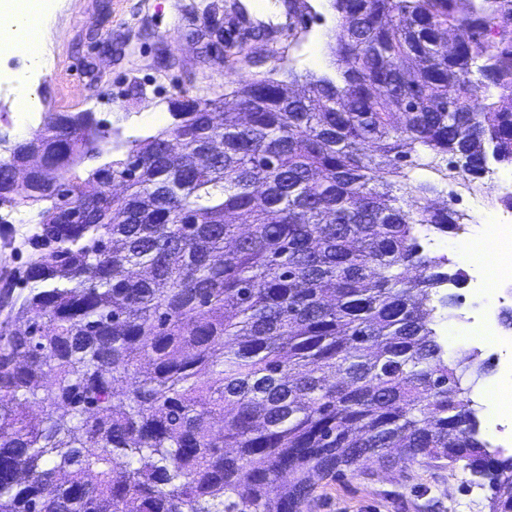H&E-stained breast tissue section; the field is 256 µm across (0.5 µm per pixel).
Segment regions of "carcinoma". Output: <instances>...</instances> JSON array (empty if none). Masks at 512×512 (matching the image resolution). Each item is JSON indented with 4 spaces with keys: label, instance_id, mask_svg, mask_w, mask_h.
I'll use <instances>...</instances> for the list:
<instances>
[{
    "label": "carcinoma",
    "instance_id": "carcinoma-1",
    "mask_svg": "<svg viewBox=\"0 0 512 512\" xmlns=\"http://www.w3.org/2000/svg\"><path fill=\"white\" fill-rule=\"evenodd\" d=\"M334 5L340 81H253L236 112L185 98L92 191L75 173L104 135L89 112L4 148L0 207L49 206L28 294L0 302L24 324L0 330V512H301L310 472L393 448L512 512V454L471 399L490 362L434 329L466 273L418 240L460 219L432 177L512 164V49L452 0ZM33 143L70 174L62 198L8 180Z\"/></svg>",
    "mask_w": 512,
    "mask_h": 512
}]
</instances>
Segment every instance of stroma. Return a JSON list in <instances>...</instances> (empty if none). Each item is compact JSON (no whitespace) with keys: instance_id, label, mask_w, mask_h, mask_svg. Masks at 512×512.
I'll list each match as a JSON object with an SVG mask.
<instances>
[{"instance_id":"stroma-1","label":"stroma","mask_w":512,"mask_h":512,"mask_svg":"<svg viewBox=\"0 0 512 512\" xmlns=\"http://www.w3.org/2000/svg\"><path fill=\"white\" fill-rule=\"evenodd\" d=\"M298 25L260 19L255 30H234L243 0H55L45 15L40 62L24 67L0 55V136L24 139L16 114L35 98L45 112L92 113L108 132L100 152L76 168L80 176L124 158L128 142L171 125L173 102L182 95L209 99L223 95L233 104L238 83L288 79L303 90L310 77H337L330 50L320 49V32L335 33L341 21L333 0H296ZM459 13L493 19L512 46V0H456ZM451 205L473 223L501 210L504 194L477 179L455 186ZM38 207L13 211L0 223V282L13 281L15 294L27 290L18 279L31 255L27 238L35 231ZM462 470L426 465L370 463L357 473L313 477L303 512H489L486 496H472Z\"/></svg>"}]
</instances>
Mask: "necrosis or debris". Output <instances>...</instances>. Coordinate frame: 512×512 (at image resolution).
<instances>
[{
    "mask_svg": "<svg viewBox=\"0 0 512 512\" xmlns=\"http://www.w3.org/2000/svg\"><path fill=\"white\" fill-rule=\"evenodd\" d=\"M490 218L482 229L466 222L457 233L459 257L469 267L471 292L479 298L480 307L464 323L451 325L443 320L438 327L440 332L450 333L452 348L487 352L496 361L498 379L484 388L479 422L491 446L508 449L512 447V396L503 392L502 385L512 380V332L500 330L496 311L504 299V283L512 282V208L491 213ZM479 231L498 249L499 284L495 287L490 286L484 265L471 257L474 236Z\"/></svg>",
    "mask_w": 512,
    "mask_h": 512,
    "instance_id": "1",
    "label": "necrosis or debris"
}]
</instances>
